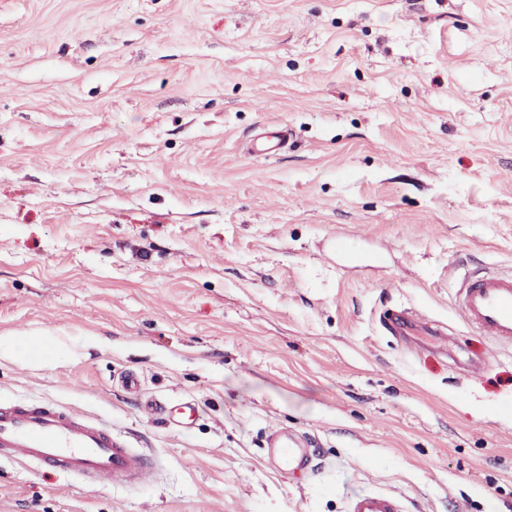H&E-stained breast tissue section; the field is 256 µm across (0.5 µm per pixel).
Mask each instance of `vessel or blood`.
Segmentation results:
<instances>
[{"label":"vessel or blood","instance_id":"1","mask_svg":"<svg viewBox=\"0 0 512 512\" xmlns=\"http://www.w3.org/2000/svg\"><path fill=\"white\" fill-rule=\"evenodd\" d=\"M289 130L268 126L252 142L257 155L280 151ZM457 305L465 321L497 342L512 344V275L493 272L472 276L459 293ZM146 413L164 412L170 421L190 427L198 416L195 407H164L156 400L143 403ZM268 457L276 466L301 470L313 457L307 441L278 432L267 439ZM0 458L34 462L98 485L129 484L156 469L157 461L130 447L110 425L84 412L40 400L0 405ZM350 512H403L400 502L383 492L355 495Z\"/></svg>","mask_w":512,"mask_h":512}]
</instances>
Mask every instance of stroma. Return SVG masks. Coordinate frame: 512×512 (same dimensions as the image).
<instances>
[{
    "instance_id": "1",
    "label": "stroma",
    "mask_w": 512,
    "mask_h": 512,
    "mask_svg": "<svg viewBox=\"0 0 512 512\" xmlns=\"http://www.w3.org/2000/svg\"><path fill=\"white\" fill-rule=\"evenodd\" d=\"M477 269L512 271V0H0V335L109 344L0 359V403L162 462L0 460V512H512V345L455 304ZM275 429L317 474L270 466ZM290 132L279 126H266L252 141L251 150L257 155H269L280 151L289 139ZM143 407L146 413L153 414L160 411L164 413L170 421H173L185 428L190 427L198 416V410L193 406L188 405L181 408L173 406L166 407L165 405L157 403L154 399L145 400L143 402ZM350 512H404L400 502L383 492L355 495L350 501Z\"/></svg>"
}]
</instances>
